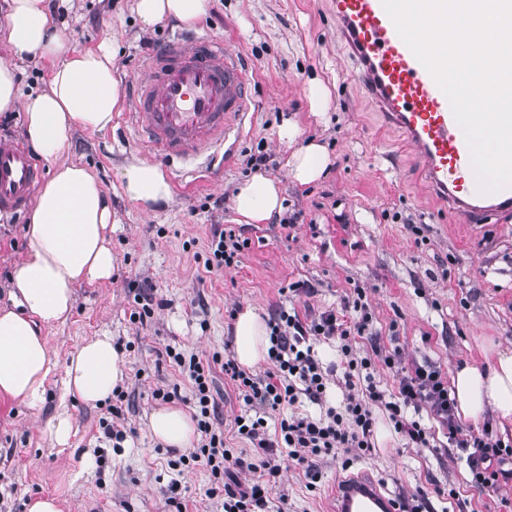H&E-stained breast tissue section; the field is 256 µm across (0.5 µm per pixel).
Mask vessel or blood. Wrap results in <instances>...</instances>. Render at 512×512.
<instances>
[{"label": "vessel or blood", "instance_id": "1", "mask_svg": "<svg viewBox=\"0 0 512 512\" xmlns=\"http://www.w3.org/2000/svg\"><path fill=\"white\" fill-rule=\"evenodd\" d=\"M338 35L355 62L354 82L399 129L415 154L425 186L469 224L512 213V186L478 190L465 136L446 95L400 38L381 0H331ZM248 76L223 42L177 32L131 87L130 129L167 164L204 158L214 168L250 110ZM42 171L29 150L0 144V215L25 209ZM336 512H394L376 485L352 481Z\"/></svg>", "mask_w": 512, "mask_h": 512}]
</instances>
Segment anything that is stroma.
I'll return each instance as SVG.
<instances>
[{
  "mask_svg": "<svg viewBox=\"0 0 512 512\" xmlns=\"http://www.w3.org/2000/svg\"><path fill=\"white\" fill-rule=\"evenodd\" d=\"M63 7L59 22L76 49L113 42L121 83L180 28L173 20L142 27L134 0H64ZM194 29L223 40L249 71L252 110L220 177H185L179 166L168 167L171 198L146 207L128 199L119 179L128 161L148 160L144 148L118 141L112 130H81L65 153L94 172L109 198L118 219L109 234L118 268L109 280L77 286L70 317L43 334L61 360L92 336L107 333L121 342L126 437L117 448L104 437L107 404L73 402L72 444L50 448L44 429L59 403L58 373L41 409L0 400V512H27L30 499L46 494L61 499L63 512H90L98 502L108 512H175L174 499L188 512H222L221 500L207 494L209 471L176 468L178 453L156 442L147 422L160 406L155 388L189 393L166 347L202 359L232 349L234 309L252 307L265 316L279 306L337 309L359 286L374 312V332L384 339L397 332L408 358L440 365L445 375L483 362L485 348L512 351V217L464 226L424 196L400 136L381 129L351 80L353 64L340 49L327 0H207ZM313 79L329 92L319 115L308 99ZM286 119L298 126V144L318 142L331 158L314 183L289 176L292 147L277 135ZM260 150L269 155L262 174L282 190L283 215L298 217L291 228L275 218L244 224L235 211L237 187L252 175L246 159ZM28 220L25 212L0 220V305L28 249ZM215 225L250 242L238 267L218 275L204 269ZM297 281L313 293L289 294ZM145 286L164 305L143 322L131 321L134 295ZM374 443L375 454L349 472L321 465L313 490L279 454L273 499L287 498L291 512H332L337 483L350 476L373 479L387 495L426 493L428 512H458L442 494L451 485L472 512H512V488L470 487L456 452L440 459L425 448H402L386 415L377 417Z\"/></svg>",
  "mask_w": 512,
  "mask_h": 512,
  "instance_id": "35a3bbf8",
  "label": "stroma"
}]
</instances>
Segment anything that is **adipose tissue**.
<instances>
[{"mask_svg": "<svg viewBox=\"0 0 512 512\" xmlns=\"http://www.w3.org/2000/svg\"><path fill=\"white\" fill-rule=\"evenodd\" d=\"M206 0H136L142 27L169 18L184 25L199 21ZM6 42L13 62L0 61V112L22 108L28 142L54 173L34 199L28 228L29 246L9 293L0 306V399L40 407L47 384L62 371L64 397L87 405L107 400L123 379L120 354L111 336L84 340L65 360L54 358L42 328L67 319L74 289L83 283L110 279L117 257L107 238L112 212L97 177L77 163L60 157L77 130L104 132L112 127L120 106V88L113 73L115 51L71 48L46 0H11L0 42ZM49 61L53 68L46 88L23 92L17 80L19 63ZM331 159L326 148L308 142L289 161L291 178L305 185L321 178ZM125 193L149 205L168 199L171 184L159 165L126 163L120 170ZM282 209L278 184L261 174L243 182L235 196V210L248 224H263ZM268 329L255 310L239 312L234 324V352L246 368L267 358ZM451 396L464 420L474 421L485 411L512 420V353L498 351L486 365L463 364L451 379ZM150 433L170 448L191 447L195 423L183 408L154 410Z\"/></svg>", "mask_w": 512, "mask_h": 512, "instance_id": "adipose-tissue-1", "label": "adipose tissue"}]
</instances>
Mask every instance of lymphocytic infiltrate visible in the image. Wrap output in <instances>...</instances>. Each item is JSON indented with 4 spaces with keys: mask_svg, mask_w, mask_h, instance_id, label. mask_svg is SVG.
Segmentation results:
<instances>
[{
    "mask_svg": "<svg viewBox=\"0 0 512 512\" xmlns=\"http://www.w3.org/2000/svg\"><path fill=\"white\" fill-rule=\"evenodd\" d=\"M248 245V239L235 230L214 229L207 245L206 271L237 265ZM353 310L351 318L333 308L305 316L276 311L267 323L270 367L259 373L241 368L231 357L216 354L204 361L172 353L173 362L190 384L185 401L200 433L196 445L179 461L209 468L213 477L209 494L222 499L224 512H270L280 472L271 459L278 449H287L289 465L301 468L314 483L321 478L317 462L337 461L346 470L367 458L374 449L379 410L387 413L395 433L410 448L431 445L435 432L426 426L424 416L439 422L449 444L465 454L472 486L497 491L512 483V440L494 435L489 422L480 435L464 433L441 368L407 360L400 348L386 347L371 334L373 312L364 289H356ZM362 338L370 345L369 354L363 356L356 347ZM320 342L335 344L339 365L323 364L315 351ZM217 365L248 407L235 417L233 434L250 442L256 459L229 447L223 428L215 422L210 385ZM379 368L396 377L395 390L377 384L374 372ZM332 384L342 395L334 405L327 400ZM304 400L319 406V414L291 412L281 418L275 433H268L265 411Z\"/></svg>",
    "mask_w": 512,
    "mask_h": 512,
    "instance_id": "obj_1",
    "label": "lymphocytic infiltrate"
}]
</instances>
